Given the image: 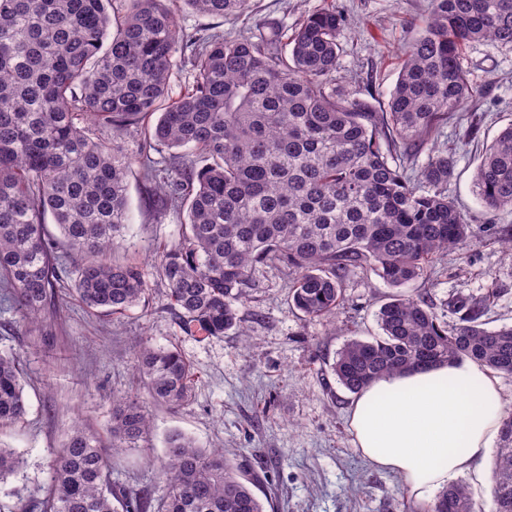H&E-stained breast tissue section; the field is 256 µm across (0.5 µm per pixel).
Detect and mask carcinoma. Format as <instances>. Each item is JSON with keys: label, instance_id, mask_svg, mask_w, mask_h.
Segmentation results:
<instances>
[{"label": "carcinoma", "instance_id": "obj_1", "mask_svg": "<svg viewBox=\"0 0 512 512\" xmlns=\"http://www.w3.org/2000/svg\"><path fill=\"white\" fill-rule=\"evenodd\" d=\"M178 0H0V291L28 322L45 312L68 273L46 217L80 258L72 291L83 306L122 313L149 289L143 268L107 259L127 223V173L141 165L157 210L186 212L181 241L158 246L152 276L180 326L204 337L240 328L254 275L288 276L291 305L331 316L343 282L373 272L397 289L377 314L382 335L351 338L331 371L356 394L374 379L468 359L512 375V326H482L484 304L458 300L454 327L424 294L399 288L429 263L464 249L472 231L448 196L454 165L438 147L442 122L476 93L462 61L474 42L512 47V0H430L424 32L405 50L397 82L374 107L336 78L347 17L328 4L291 31L226 37L187 33ZM215 17H248L253 0H183ZM192 82L169 97L173 68ZM156 123L145 124L153 115ZM144 126L129 151L125 135ZM431 144L410 185L394 157ZM166 148L160 169L148 150ZM486 213L512 208V122L474 175ZM20 356L0 354V427L27 412ZM134 366L148 397L180 406L193 371L176 347L138 344ZM150 430L138 393L112 400L110 448H138ZM493 460L494 512H512V416ZM99 435L73 429L50 464L41 512H264L223 448L168 438L163 494L112 487ZM22 459L0 447V480ZM428 512H475L469 486L448 483Z\"/></svg>", "mask_w": 512, "mask_h": 512}]
</instances>
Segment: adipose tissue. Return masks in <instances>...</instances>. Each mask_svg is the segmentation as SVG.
I'll return each mask as SVG.
<instances>
[{"label":"adipose tissue","instance_id":"ef3b65f1","mask_svg":"<svg viewBox=\"0 0 512 512\" xmlns=\"http://www.w3.org/2000/svg\"><path fill=\"white\" fill-rule=\"evenodd\" d=\"M504 417L495 372L463 360L372 381L352 400L349 426L363 457L426 507L486 457Z\"/></svg>","mask_w":512,"mask_h":512}]
</instances>
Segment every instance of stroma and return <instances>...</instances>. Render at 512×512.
<instances>
[{
  "label": "stroma",
  "mask_w": 512,
  "mask_h": 512,
  "mask_svg": "<svg viewBox=\"0 0 512 512\" xmlns=\"http://www.w3.org/2000/svg\"><path fill=\"white\" fill-rule=\"evenodd\" d=\"M430 0H253L249 20L211 17L180 5L186 31L215 26L225 34L243 28L269 33L290 27L326 4L343 10L339 74L370 102L388 100L404 49L422 32ZM463 64L477 88L464 111L443 126L454 161L448 194L473 219L476 240L466 254L437 261L432 274L407 284L405 293L427 294L439 316L456 324V298L486 304L483 321L512 325V208L492 215L472 191L480 157L512 122V48L471 44ZM129 222L114 243L113 258L150 266L156 244H177L185 212L157 213L138 168L127 177ZM498 232L487 235L485 224ZM392 289L372 273L344 282L345 301L328 318H309L288 304V283L275 271L257 274L252 299L240 310L241 331L203 338L184 332L167 288L150 280L141 305L121 315L86 310L75 295L58 291L38 323L0 308V354L21 352L27 414L0 429V446L15 449L25 464L0 482V512L17 500L43 496L48 461L75 422L99 434L112 418V400L138 387L134 353L139 340L156 347L177 344L196 372L194 394L178 408L149 404L150 434L144 446L110 453L116 484L161 491L158 467L174 430L204 448H228L235 461L259 479L265 512H421L403 499L395 475L372 468L355 448L347 420L353 399L329 365L350 337L367 339L380 329L376 313Z\"/></svg>",
  "instance_id": "stroma-1"
}]
</instances>
